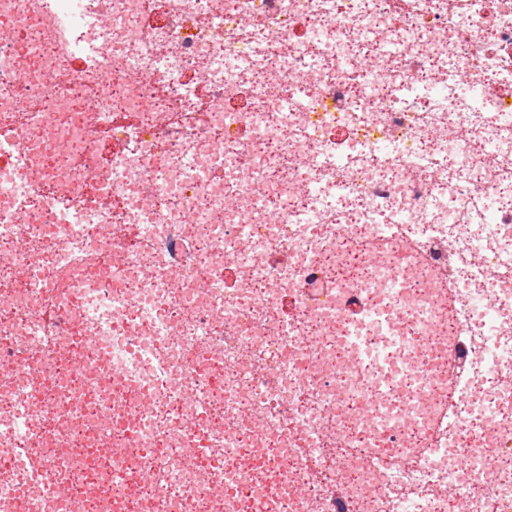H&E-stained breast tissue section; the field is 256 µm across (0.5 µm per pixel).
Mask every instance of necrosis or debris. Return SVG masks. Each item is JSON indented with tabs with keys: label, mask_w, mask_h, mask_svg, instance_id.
I'll return each mask as SVG.
<instances>
[{
	"label": "necrosis or debris",
	"mask_w": 512,
	"mask_h": 512,
	"mask_svg": "<svg viewBox=\"0 0 512 512\" xmlns=\"http://www.w3.org/2000/svg\"><path fill=\"white\" fill-rule=\"evenodd\" d=\"M511 87L512 0H0V512H512ZM463 367L464 364L457 348L450 345L448 347V395H445L442 405L428 429L427 440L421 442L420 448H414L415 455L424 454L429 447V442L435 439L442 426L448 422V416L455 406L454 390L457 380L463 372Z\"/></svg>",
	"instance_id": "necrosis-or-debris-1"
}]
</instances>
